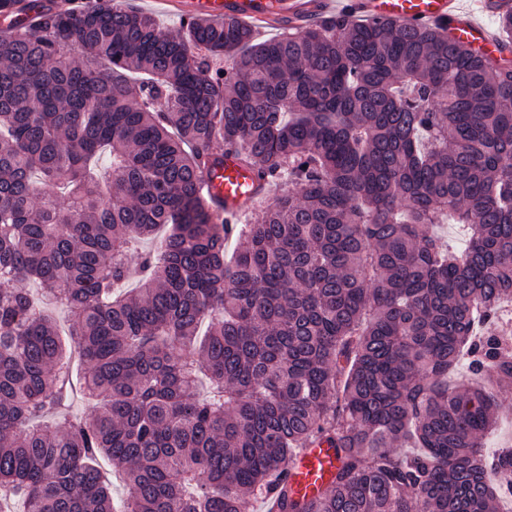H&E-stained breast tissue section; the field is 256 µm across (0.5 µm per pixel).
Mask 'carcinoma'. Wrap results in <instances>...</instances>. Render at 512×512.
Instances as JSON below:
<instances>
[{
  "label": "carcinoma",
  "instance_id": "obj_1",
  "mask_svg": "<svg viewBox=\"0 0 512 512\" xmlns=\"http://www.w3.org/2000/svg\"><path fill=\"white\" fill-rule=\"evenodd\" d=\"M0 34V512H499L484 452L512 350V62L445 25L337 16L170 34L121 0H33ZM224 59L226 68L215 61ZM234 148L289 186L217 222ZM464 224V250L430 232ZM241 243L224 256L225 236ZM139 257L130 288L128 257ZM72 315L70 344L31 286ZM85 364L91 415L68 410ZM484 384L448 385L461 362ZM336 452L315 495L305 448ZM332 448H307L289 468V484L295 492L312 496L323 488L336 469Z\"/></svg>",
  "mask_w": 512,
  "mask_h": 512
}]
</instances>
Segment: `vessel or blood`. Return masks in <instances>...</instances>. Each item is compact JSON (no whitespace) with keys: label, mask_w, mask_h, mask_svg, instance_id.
<instances>
[{"label":"vessel or blood","mask_w":512,"mask_h":512,"mask_svg":"<svg viewBox=\"0 0 512 512\" xmlns=\"http://www.w3.org/2000/svg\"><path fill=\"white\" fill-rule=\"evenodd\" d=\"M170 10L186 16L205 14L216 18L245 20L266 26L288 18L292 25L306 28L316 21L323 0H279L269 10L266 0H164ZM458 0H350L353 15L368 20L394 19L414 25L447 24L459 40L477 46L488 54L505 50L502 40L491 30L462 16ZM200 189L212 211L221 218L233 215L236 208L256 199L261 193L253 172L244 167L235 152L224 155L223 164L204 174ZM337 465L330 448H309L289 468V484L295 492L310 496L323 488Z\"/></svg>","instance_id":"vessel-or-blood-1"}]
</instances>
